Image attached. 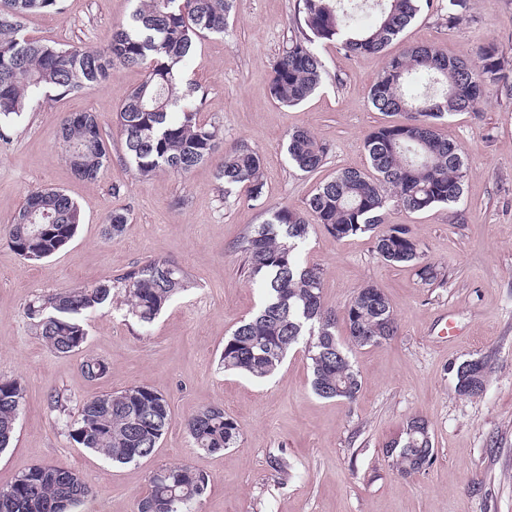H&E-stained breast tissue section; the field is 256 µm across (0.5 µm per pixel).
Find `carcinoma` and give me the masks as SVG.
I'll use <instances>...</instances> for the list:
<instances>
[{
    "mask_svg": "<svg viewBox=\"0 0 512 512\" xmlns=\"http://www.w3.org/2000/svg\"><path fill=\"white\" fill-rule=\"evenodd\" d=\"M299 35L277 57L270 94L285 106L304 102L320 86L324 66L317 51L333 43L350 54L383 55L387 46L433 0H381L376 22L367 26L354 0H299ZM232 0H139L130 18L112 31L102 48L44 42L22 33V19L36 12L62 10L61 0H0V137L12 121L36 101L38 93L61 98L107 80L116 66H147L144 81L126 98L117 113L124 142L125 164L140 178L157 172L185 175L212 159L221 130L200 122L204 99L182 89L183 67L198 40L222 34ZM448 23L466 19L467 0H446ZM505 61L488 43L471 60L450 57L435 47L415 45L386 58L370 89L372 108L384 114L403 103L407 122L383 124L366 138L365 150L373 175L361 170L340 171L322 183L303 208L289 205L268 210L269 219L247 232L235 245L248 280L263 291L258 311L225 337L220 362L224 370L254 378L272 375L288 352L305 342L311 363V386L324 399L354 402L362 381L349 352L391 339L397 332L384 293L372 284L359 289L346 307L347 344L336 336V313L321 303L323 268L300 263L297 250L311 224L343 240L371 233L384 223L386 212L399 207L420 212L437 205H454L463 194L467 174L462 147L436 131V123L474 109L504 78ZM60 144L77 149L75 175L94 182L111 161L96 115L65 114L59 124ZM288 158L294 168L314 173L324 164L327 147L306 129L288 134ZM224 194L243 188L252 200L263 195L262 157L240 143L218 165ZM82 215L78 204L60 190L48 188L27 195L8 232L9 246L26 261H42L74 237ZM375 250L386 262L416 269L432 284L443 278L426 258L425 245L410 230L394 224L376 235ZM190 282L183 269L164 259H150L112 283L48 293L29 302L26 315L42 340L55 352L69 354L87 340V317L112 305L123 292L129 312L148 327ZM456 389L469 397L485 390L487 362L478 364L479 383L462 382ZM107 364L97 358L82 363L90 380L103 378ZM24 389L16 378H0V450L14 436ZM168 399L147 386H128L86 401L77 418L65 421L71 440L82 448L127 464L153 454L171 424ZM196 448L205 453L234 447L239 422L220 407L198 411L185 422ZM390 457L398 471L418 473L435 459L431 434L407 431L391 442ZM164 475L149 479V491L138 512H194L206 494L207 477L188 465L163 467ZM94 495L80 476L61 466L37 465L0 490V512H79Z\"/></svg>",
    "mask_w": 512,
    "mask_h": 512,
    "instance_id": "1",
    "label": "carcinoma"
}]
</instances>
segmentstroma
Listing matches in <instances>:
<instances>
[{
    "mask_svg": "<svg viewBox=\"0 0 512 512\" xmlns=\"http://www.w3.org/2000/svg\"><path fill=\"white\" fill-rule=\"evenodd\" d=\"M298 3L234 0L226 33L202 38L184 69L185 83L206 92L199 118L221 128V149L244 142L262 155V200H249L242 189L224 195L213 160L185 175L133 176L116 114L143 81L142 66L116 67L98 86L44 101L0 138V377L24 388L13 441L0 452V489L34 465H59L93 487L84 512H138L151 473L185 464L209 479L197 512H512V0H468L467 19L457 25L432 8L382 57L319 46L320 88L286 107L269 83L297 30ZM135 7L136 0H62L61 12L30 15L23 28L32 39L96 48ZM418 43L471 59L493 43L506 61L505 79L486 100L438 126L465 151L460 201L419 213L394 209L385 218L424 243L443 283L424 285L413 268L382 260L372 235L339 241L311 225L299 256L324 270L321 299L336 312L337 335L346 334L348 301L368 283L385 293L397 335L353 350L362 389L351 404L312 391L301 346L265 379L224 371L225 337L262 299L241 270L236 241L263 223L269 208L303 206L337 171L367 170L369 132L406 119L374 110L369 90L386 56ZM84 111L96 115L111 155L94 183L75 177L58 139L61 116ZM298 128L328 148L316 173L288 160L286 139ZM44 188L70 196L83 221L61 251L33 263L6 237L27 194ZM118 208L127 223L113 238L107 218ZM157 258L181 267L191 286L149 327L122 307L108 308L87 318L79 351L59 355L25 315L42 293L111 280ZM449 322L456 336H444ZM91 357L108 366L96 381L81 371ZM477 358L490 365L486 390L459 395L449 367ZM131 385L164 394L172 413L153 456L134 463L115 464L76 445L49 406L60 394L74 416L87 399ZM212 406L234 417L242 434L234 447L207 454L194 447L185 422ZM415 416L429 423L436 459L426 471L403 475L385 445ZM274 454L287 459V476L270 468Z\"/></svg>",
    "mask_w": 512,
    "mask_h": 512,
    "instance_id": "1",
    "label": "stroma"
}]
</instances>
